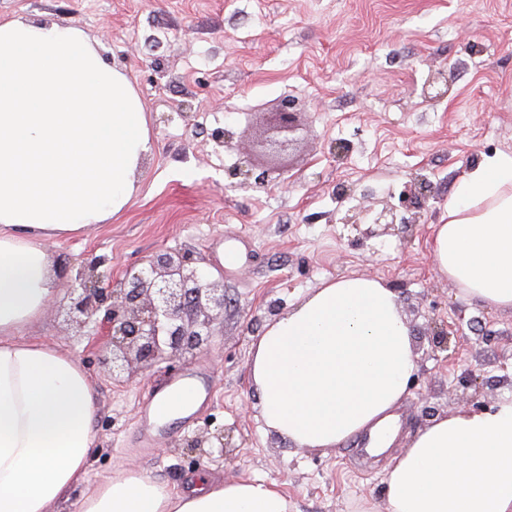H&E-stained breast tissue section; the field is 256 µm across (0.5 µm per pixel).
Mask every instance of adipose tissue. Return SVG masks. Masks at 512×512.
<instances>
[{
  "label": "adipose tissue",
  "instance_id": "obj_1",
  "mask_svg": "<svg viewBox=\"0 0 512 512\" xmlns=\"http://www.w3.org/2000/svg\"><path fill=\"white\" fill-rule=\"evenodd\" d=\"M152 142L127 76L83 33L0 18V512H292L275 483L200 476L174 496L135 472L77 494L99 402L74 356L17 340L59 292L42 240L122 212ZM437 271L473 301L512 310V152L466 174L435 230ZM416 368L394 292L344 276L254 342L265 425L301 448L362 432L386 446ZM383 512H512V397L435 420L393 456Z\"/></svg>",
  "mask_w": 512,
  "mask_h": 512
}]
</instances>
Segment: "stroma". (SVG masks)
Listing matches in <instances>:
<instances>
[{
	"instance_id": "obj_1",
	"label": "stroma",
	"mask_w": 512,
	"mask_h": 512,
	"mask_svg": "<svg viewBox=\"0 0 512 512\" xmlns=\"http://www.w3.org/2000/svg\"><path fill=\"white\" fill-rule=\"evenodd\" d=\"M17 16L80 29L149 115L153 148L125 210L44 240L60 284L84 255L119 280L155 253L183 250L224 281L209 348L176 364L208 369L213 399L189 428L152 443L136 439V412L163 369L112 380L57 307L23 332L71 353L96 388L97 452L81 491L137 471L177 494L206 474L273 482L292 512H368L385 501L391 455L418 430L512 395V311L467 299L431 253L464 175L512 151V0H0V18ZM286 96L300 130L282 178L235 174ZM217 129L224 142L212 139ZM420 178L414 223H343L349 209L396 201ZM352 274L395 292L417 365L388 451L370 458L358 455L357 437L321 450L270 431L249 371L256 336L324 282ZM451 327L439 349L438 333ZM220 432L223 463L185 446Z\"/></svg>"
}]
</instances>
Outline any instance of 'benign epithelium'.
Wrapping results in <instances>:
<instances>
[{"label":"benign epithelium","instance_id":"obj_1","mask_svg":"<svg viewBox=\"0 0 512 512\" xmlns=\"http://www.w3.org/2000/svg\"><path fill=\"white\" fill-rule=\"evenodd\" d=\"M296 130L295 112L287 101L254 144L255 154L266 158L267 165L257 180L281 168V155ZM395 211L384 201L377 210L359 211L353 223L394 224ZM76 263L77 273L60 304L70 324L83 333L100 321L107 324L98 364L114 380L196 353L211 341L217 321L224 318V289L190 252L157 254L119 282L99 271L96 259L81 257ZM224 437L217 435V445L207 450L201 437L186 440V447L215 461L226 453Z\"/></svg>","mask_w":512,"mask_h":512}]
</instances>
